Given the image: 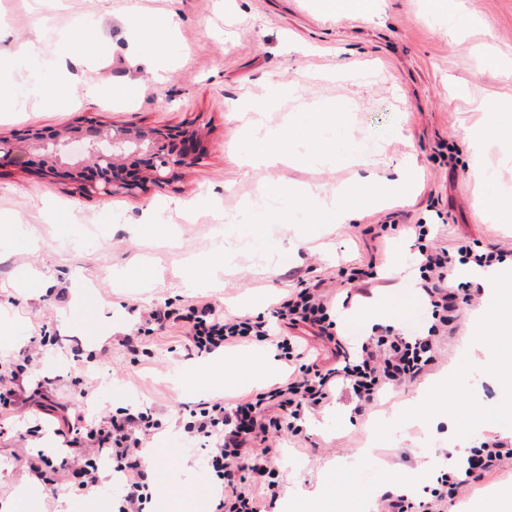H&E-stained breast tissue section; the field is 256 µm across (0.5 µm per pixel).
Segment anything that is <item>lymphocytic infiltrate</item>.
Here are the masks:
<instances>
[{"instance_id": "f902f5d3", "label": "lymphocytic infiltrate", "mask_w": 512, "mask_h": 512, "mask_svg": "<svg viewBox=\"0 0 512 512\" xmlns=\"http://www.w3.org/2000/svg\"><path fill=\"white\" fill-rule=\"evenodd\" d=\"M419 254L417 287L426 298L432 318L426 333L413 334L391 327L385 334L359 341L355 348L339 346L336 366L303 363L274 389L245 396L233 407H225L223 400L217 399L189 409L183 425L186 439L206 450L218 481L213 512H258L254 490L268 486L270 464L277 454L268 443L270 434L285 431L299 436L305 413L329 404L334 392L344 390L358 401L370 403L385 389L415 381L429 371L436 361L437 343L454 319L452 282L458 265L471 262L485 268L503 263L508 257L504 251L479 254L468 246L453 251L424 246ZM331 311V301L324 291L305 286L281 302L273 316L286 327L304 324L331 338L336 327ZM140 321L160 327L186 325L189 348L200 356L221 352L251 337L275 346L278 358L287 360L293 353L290 337L273 335L264 322L247 317L220 319L216 307L208 303L192 307L185 314L168 308L146 310ZM159 427L151 411L129 408L91 424L68 423L64 441L67 447L78 449L83 458L73 472L78 487H97L98 461L107 458L115 471L125 476L126 493L118 512H143L149 489L144 469L146 444ZM506 460H512V442H482L471 449L463 475L441 474L430 491L433 505L455 499L460 489L477 482ZM242 469L248 470L253 491L239 489L235 473Z\"/></svg>"}]
</instances>
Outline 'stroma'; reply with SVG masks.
Masks as SVG:
<instances>
[{
    "instance_id": "stroma-1",
    "label": "stroma",
    "mask_w": 512,
    "mask_h": 512,
    "mask_svg": "<svg viewBox=\"0 0 512 512\" xmlns=\"http://www.w3.org/2000/svg\"><path fill=\"white\" fill-rule=\"evenodd\" d=\"M178 25L157 34L152 56L134 22L142 17ZM50 17L52 25L39 21ZM6 44L17 52L19 95L63 90L60 109L27 108L0 114V137L27 130H65L96 122L142 127H198L203 155L168 183L133 195L88 196L64 178L49 179L22 164L0 167V223L13 226L0 241V364L38 348L24 367L26 396L0 406V505L12 512H58L61 501L82 512H117L119 480L100 479L94 493L54 484L67 449L54 433L64 417L103 418L130 405L151 408L164 430L148 441L155 455L147 512L213 472L203 450L183 440L179 405L264 392L288 376L278 363L262 383L213 386V357L187 348L180 327L150 332L130 350L141 310L214 304L224 316L273 323L276 304L300 283L329 294L338 341L308 337L307 355L331 365L337 342L369 335L372 316L426 331L427 310L415 286L418 243L410 227L434 225L428 244L476 252L512 251V213L484 215L476 203L475 173L493 174V188L512 196V112L500 113L498 133L485 132L484 109L512 102V83L491 63L512 53V0H366L327 13L322 0H0ZM41 39L40 59L21 57ZM99 95H82L86 82ZM344 150L359 142L366 161L308 159L311 125ZM287 132L295 149L288 164L244 166L254 131ZM485 148L473 154L469 137ZM413 168L411 203L375 200L337 224L305 196L316 188L363 190L372 175L394 178ZM277 181L288 195L261 204L262 184ZM300 207L289 224H269L267 209ZM384 224L387 238L370 227ZM497 302L473 295L460 304L454 331L437 348L423 378L379 401L357 406L339 393L309 415L301 436H281L273 463L275 501L269 512H303L308 497L329 492L341 512H377L360 485L381 486L416 474L413 496L430 501L457 441L478 446L495 436L493 418L512 414V266L500 269ZM491 309L494 330L483 349L463 352L469 314ZM96 359L78 370L75 345ZM436 388L425 400L418 390ZM91 389L87 407L77 405ZM446 403L453 420L433 416ZM45 450L53 468L37 484L39 498L22 502L31 482L25 460ZM491 498L490 512H512V460L443 506Z\"/></svg>"
}]
</instances>
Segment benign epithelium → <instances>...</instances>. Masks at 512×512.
Returning <instances> with one entry per match:
<instances>
[{"instance_id": "benign-epithelium-1", "label": "benign epithelium", "mask_w": 512, "mask_h": 512, "mask_svg": "<svg viewBox=\"0 0 512 512\" xmlns=\"http://www.w3.org/2000/svg\"><path fill=\"white\" fill-rule=\"evenodd\" d=\"M169 130L127 125L79 128L64 133L32 129L23 138L26 147L0 138V166L23 163L37 152L39 172L64 176L84 194L110 197L144 189L142 177L165 183L178 169L196 163L199 153L194 133L182 131L172 138Z\"/></svg>"}]
</instances>
